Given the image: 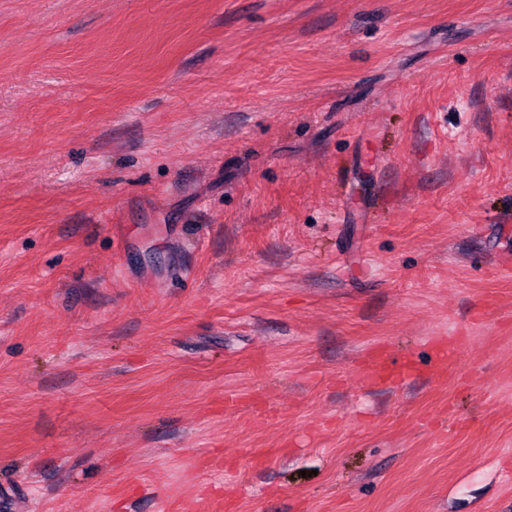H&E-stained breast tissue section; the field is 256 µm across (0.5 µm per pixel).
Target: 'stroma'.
Instances as JSON below:
<instances>
[{
  "mask_svg": "<svg viewBox=\"0 0 512 512\" xmlns=\"http://www.w3.org/2000/svg\"><path fill=\"white\" fill-rule=\"evenodd\" d=\"M506 257L512 0H0V512H512ZM366 375L374 383L403 385L415 379V368L410 360L391 359L382 347L367 352Z\"/></svg>",
  "mask_w": 512,
  "mask_h": 512,
  "instance_id": "35a3bbf8",
  "label": "stroma"
}]
</instances>
